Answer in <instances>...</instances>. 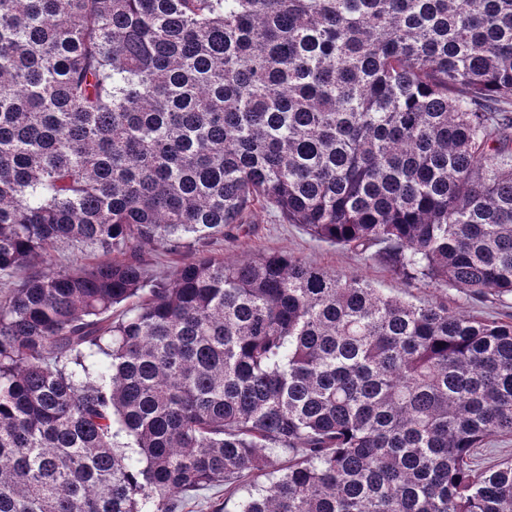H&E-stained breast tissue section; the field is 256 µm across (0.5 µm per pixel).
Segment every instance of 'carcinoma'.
Masks as SVG:
<instances>
[{
    "mask_svg": "<svg viewBox=\"0 0 512 512\" xmlns=\"http://www.w3.org/2000/svg\"><path fill=\"white\" fill-rule=\"evenodd\" d=\"M260 210L512 297V0H0V277L127 256L0 299V512H512V322L197 254ZM139 257L146 277L157 281L172 279L184 259L180 253L165 252L153 244H143ZM119 259V256L116 254L112 255H104V254H95V255H88L84 256L81 253L77 252L76 250H73L69 247L60 246L58 248H55L54 250L50 251L49 256L47 257V264L44 263V265H38L35 268H22L19 271H17L12 278V281L14 283H18L26 276L30 275L34 271L40 270L43 267L50 268L51 270L59 271V270H69L74 268L76 265L79 264H95V263H102V262H108L110 260ZM479 453L478 459L482 466H488L498 460L510 458L512 457V437L492 438ZM246 494V489H240L236 494L229 498L224 495V484L210 491H201L196 495H181L182 512H233L235 502L242 495ZM227 498L224 509V498Z\"/></svg>",
    "mask_w": 512,
    "mask_h": 512,
    "instance_id": "1",
    "label": "carcinoma"
}]
</instances>
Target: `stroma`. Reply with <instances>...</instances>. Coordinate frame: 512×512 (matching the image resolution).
<instances>
[{"mask_svg": "<svg viewBox=\"0 0 512 512\" xmlns=\"http://www.w3.org/2000/svg\"><path fill=\"white\" fill-rule=\"evenodd\" d=\"M205 254L227 262L255 258L271 253H289L307 263L343 276H356L384 293L408 295L420 304L435 299L447 301L449 309L462 315H477L502 322H512V299L506 304L479 302L470 299L446 283L416 282L406 284L381 257L374 252L363 253L333 246L314 239L297 224H283L273 214L262 212L250 231L239 241L221 240L209 244Z\"/></svg>", "mask_w": 512, "mask_h": 512, "instance_id": "stroma-1", "label": "stroma"}]
</instances>
